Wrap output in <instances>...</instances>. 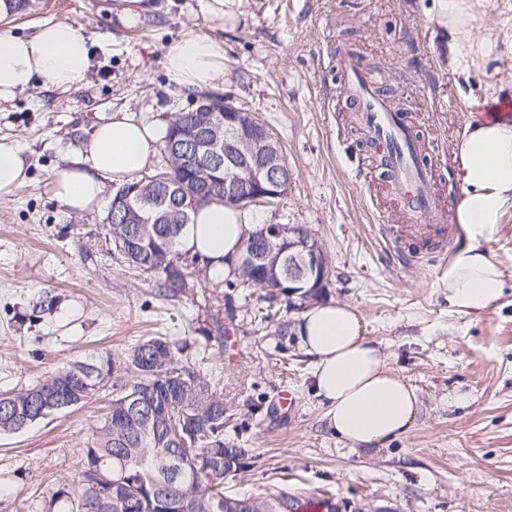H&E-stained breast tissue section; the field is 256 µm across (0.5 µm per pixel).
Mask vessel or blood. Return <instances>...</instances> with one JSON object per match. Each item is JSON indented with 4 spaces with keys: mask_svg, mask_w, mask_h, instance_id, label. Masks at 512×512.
<instances>
[{
    "mask_svg": "<svg viewBox=\"0 0 512 512\" xmlns=\"http://www.w3.org/2000/svg\"><path fill=\"white\" fill-rule=\"evenodd\" d=\"M339 63L345 76V99L379 158L391 192L420 234L443 235L448 212L439 196L426 190L435 171L425 158L424 142L380 93L381 75L365 69L356 57L345 53Z\"/></svg>",
    "mask_w": 512,
    "mask_h": 512,
    "instance_id": "1",
    "label": "vessel or blood"
}]
</instances>
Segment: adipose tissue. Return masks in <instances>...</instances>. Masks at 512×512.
<instances>
[{
  "label": "adipose tissue",
  "mask_w": 512,
  "mask_h": 512,
  "mask_svg": "<svg viewBox=\"0 0 512 512\" xmlns=\"http://www.w3.org/2000/svg\"><path fill=\"white\" fill-rule=\"evenodd\" d=\"M440 24L448 32L450 65L468 69L489 58L491 38L473 35L481 0H438ZM88 39L62 23H46L21 38L0 32V103L35 85L78 87L90 68ZM164 69L178 87L203 89L224 69V44L206 34L182 36L165 52ZM168 126L117 112L94 123L78 157L53 176L55 196L76 212L99 207L102 182L124 183L139 173L162 145ZM460 192L454 222L461 240L441 271L448 308L465 314L488 309L504 294L505 273L485 245L512 207V119L468 122L452 148ZM247 210L222 205L199 208L187 224L183 250L209 261L208 277L227 278L230 260L244 237L255 232ZM298 333L315 362L314 388L328 406V425L358 446H379L411 427L418 409L414 389L387 365L363 334L350 305L325 303L302 313Z\"/></svg>",
  "instance_id": "adipose-tissue-1"
}]
</instances>
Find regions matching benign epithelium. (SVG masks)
I'll use <instances>...</instances> for the list:
<instances>
[{
    "label": "benign epithelium",
    "mask_w": 512,
    "mask_h": 512,
    "mask_svg": "<svg viewBox=\"0 0 512 512\" xmlns=\"http://www.w3.org/2000/svg\"><path fill=\"white\" fill-rule=\"evenodd\" d=\"M182 137L195 151L172 150L169 167L196 170L195 179L178 183L174 194L182 217L195 208L220 169L224 170V196L239 205L266 204L286 195L291 172L279 141L255 113L234 106L224 95L209 92L197 99ZM201 153L211 164H198ZM156 208L154 198L145 191L136 195L120 188L112 198V214L126 224L152 223ZM258 236L259 256L243 260L242 270L259 267L275 287L286 286L292 295L302 291L306 300L329 281L327 267L320 266L321 247L305 227L266 224Z\"/></svg>",
    "instance_id": "obj_1"
}]
</instances>
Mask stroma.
<instances>
[{"mask_svg": "<svg viewBox=\"0 0 512 512\" xmlns=\"http://www.w3.org/2000/svg\"><path fill=\"white\" fill-rule=\"evenodd\" d=\"M130 5L36 0L31 13L0 21L20 36L66 23L91 43L79 88L35 86L0 104V140L18 143L27 164L26 185L0 196V394L163 336L223 377L224 401L237 411L224 439L252 464L225 477L226 493L328 490L336 512H512V211L488 245L506 272L503 296L478 314L449 311L438 279L457 226L432 239L407 223L352 121L336 61L346 48L385 76L384 93L430 145L433 191L454 202L456 137L483 105L512 96V0H482L473 33L493 34L497 46L465 71L448 65L437 0H236L221 21L205 19L199 0H146L126 27L118 15ZM190 32L223 42L213 90L260 114L292 173L287 195L253 214L310 231L330 272L321 301L355 308L364 335L417 394L414 423L384 445L360 448L330 429L298 336L254 319L263 289L250 287L242 301L200 263L190 290L164 297L117 259L106 234L117 183L105 180L93 211H71L52 194L54 172L76 158L98 118L121 111L166 122L188 106L193 92L169 80L162 59ZM36 297L44 306L35 319ZM452 392L468 404L449 406ZM110 398L105 387L83 407L0 434V512H44L70 489Z\"/></svg>", "mask_w": 512, "mask_h": 512, "instance_id": "1", "label": "stroma"}]
</instances>
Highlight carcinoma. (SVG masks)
<instances>
[{"label":"carcinoma","mask_w":512,"mask_h":512,"mask_svg":"<svg viewBox=\"0 0 512 512\" xmlns=\"http://www.w3.org/2000/svg\"><path fill=\"white\" fill-rule=\"evenodd\" d=\"M191 112H176L161 147L167 158L180 127ZM144 189L163 199L158 223L140 252L124 263L156 279L170 297L185 292L184 282L199 256L179 249L189 221L170 208L174 186L147 182ZM111 384L108 411L85 448L79 495H54L46 512H105L101 500L112 497V512H299L306 494L284 489L262 495L224 494V477L245 465V449L229 448L224 426L230 419L220 380L182 361L176 343L162 336L143 339L118 357L77 362L33 386L0 396V434L17 433L51 414L85 404ZM100 463L124 486L95 479Z\"/></svg>","instance_id":"carcinoma-1"}]
</instances>
